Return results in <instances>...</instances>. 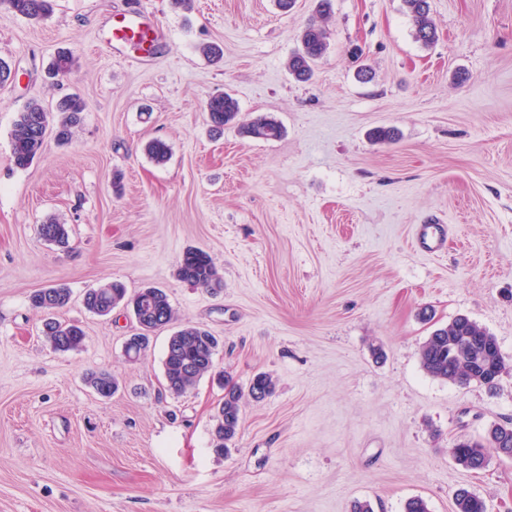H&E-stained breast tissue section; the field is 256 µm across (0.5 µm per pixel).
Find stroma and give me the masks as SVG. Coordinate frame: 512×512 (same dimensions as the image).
Instances as JSON below:
<instances>
[{
	"label": "stroma",
	"mask_w": 512,
	"mask_h": 512,
	"mask_svg": "<svg viewBox=\"0 0 512 512\" xmlns=\"http://www.w3.org/2000/svg\"><path fill=\"white\" fill-rule=\"evenodd\" d=\"M429 3L427 47L403 0H333L330 49L305 83L286 63L316 0H54L39 21L0 6L13 74L0 86V512H351L358 500L404 512L416 496L453 512L460 487L512 512V459L490 453L472 473L448 452L512 422V371L491 389L420 363L459 315L512 363V0ZM132 13L153 26L151 48L101 45ZM62 50L76 65L55 84ZM69 93L86 104L71 141L47 134L17 168L18 113ZM219 93L283 137L211 132ZM378 126L398 140L371 141ZM156 138L170 147L162 165L145 152ZM50 219L68 247L42 238ZM423 224L446 225L443 252L419 247ZM190 249L212 257L221 288L178 278ZM112 281L165 290L178 323L219 336L213 372L167 392L166 329L128 360L133 315L83 304ZM56 284L71 292L58 319L86 334L73 351L45 341L31 306ZM100 369L112 396L85 381ZM224 371L243 388L269 374L275 391L243 401L219 455Z\"/></svg>",
	"instance_id": "obj_1"
}]
</instances>
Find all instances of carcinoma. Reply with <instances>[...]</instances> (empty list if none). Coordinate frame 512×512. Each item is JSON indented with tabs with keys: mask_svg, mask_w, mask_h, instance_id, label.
<instances>
[{
	"mask_svg": "<svg viewBox=\"0 0 512 512\" xmlns=\"http://www.w3.org/2000/svg\"><path fill=\"white\" fill-rule=\"evenodd\" d=\"M403 2L414 27L415 38L425 45L434 43L436 28L430 17L429 0ZM5 3L14 13L29 20L42 19L52 9L51 0H5ZM330 7L331 0H318L321 22L313 21L305 27L300 36L301 48L288 57V71L298 81L309 80L314 66L328 51V31L324 20ZM74 66L73 55L61 52L52 63V75L64 77L70 74ZM85 108V102L78 96H69L60 101L57 111L61 119L56 125L58 141L66 143L71 139L72 128L79 124ZM207 112L210 122L217 129L239 121L238 102L227 93L211 96L207 102ZM49 125L50 112L37 100L29 101L19 112L12 134L13 161L16 167H28L40 153L42 136ZM241 130L248 137L263 140H275L283 134L282 126L276 120L261 115L241 124ZM145 150L157 164L168 160L169 147L162 140L148 142ZM41 234L50 242L60 245L68 243L66 225L54 220L41 225ZM177 275L184 281L204 287H211L221 281L213 259L202 250L187 251ZM69 300L70 290L63 286L44 288L32 296L33 306L48 312L65 307ZM84 304L88 311L99 316L111 315L118 306H136L137 316L145 324L146 330L134 334L131 345L126 347V353L132 359L148 348L150 333L169 325L175 319V311L167 294L154 287L144 288L130 296L123 284L113 281L88 290ZM43 334L54 350L62 352L80 348L85 340L84 331L78 325L62 324L52 319L45 322ZM217 347L218 339L196 324H185L169 336L164 358L167 391L180 396L191 390L212 369ZM420 360L430 376L460 385L477 382L492 387L509 368L504 356L500 354L497 339L465 315L435 329L421 347ZM88 383L103 397L111 396L117 388V382L105 370L91 374ZM274 389L272 378L263 373L252 379L246 391L225 381L224 400L215 416L217 449L227 447V443L238 434L244 396L260 401L271 395ZM502 441L503 427L495 426L487 432L485 441L465 439L454 443L449 453L461 467L481 471L488 466L486 445H492L501 456L506 452L512 454V446L505 449ZM454 506L455 512H487L485 501L466 489L456 491Z\"/></svg>",
	"mask_w": 512,
	"mask_h": 512,
	"instance_id": "1",
	"label": "carcinoma"
}]
</instances>
